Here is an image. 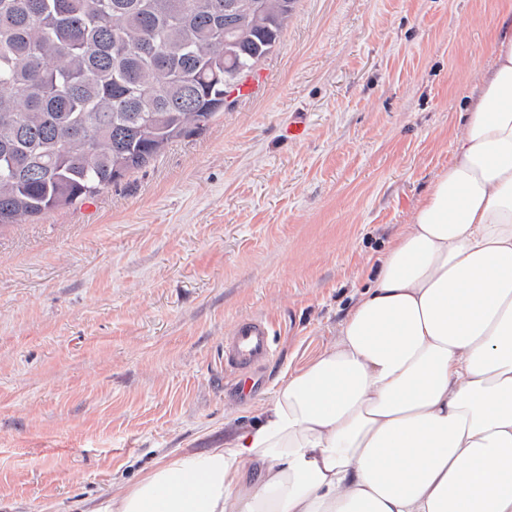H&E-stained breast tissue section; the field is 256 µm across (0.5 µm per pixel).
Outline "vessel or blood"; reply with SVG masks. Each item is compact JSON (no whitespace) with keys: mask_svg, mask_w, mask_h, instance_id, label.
Returning <instances> with one entry per match:
<instances>
[{"mask_svg":"<svg viewBox=\"0 0 512 512\" xmlns=\"http://www.w3.org/2000/svg\"><path fill=\"white\" fill-rule=\"evenodd\" d=\"M273 355L270 322L258 316L241 318L224 340V372L251 390Z\"/></svg>","mask_w":512,"mask_h":512,"instance_id":"obj_1","label":"vessel or blood"}]
</instances>
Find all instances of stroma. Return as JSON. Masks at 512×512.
Segmentation results:
<instances>
[{
    "instance_id": "stroma-1",
    "label": "stroma",
    "mask_w": 512,
    "mask_h": 512,
    "mask_svg": "<svg viewBox=\"0 0 512 512\" xmlns=\"http://www.w3.org/2000/svg\"><path fill=\"white\" fill-rule=\"evenodd\" d=\"M512 0H296L263 81L98 196L0 226V512H83L253 422L448 166ZM275 353L244 396L242 317ZM274 355L270 322L258 316L241 318L224 340V374H237L249 391Z\"/></svg>"
}]
</instances>
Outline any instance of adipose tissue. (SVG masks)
Returning a JSON list of instances; mask_svg holds the SVG:
<instances>
[{
  "mask_svg": "<svg viewBox=\"0 0 512 512\" xmlns=\"http://www.w3.org/2000/svg\"><path fill=\"white\" fill-rule=\"evenodd\" d=\"M334 343L90 512H512V27Z\"/></svg>",
  "mask_w": 512,
  "mask_h": 512,
  "instance_id": "adipose-tissue-1",
  "label": "adipose tissue"
}]
</instances>
